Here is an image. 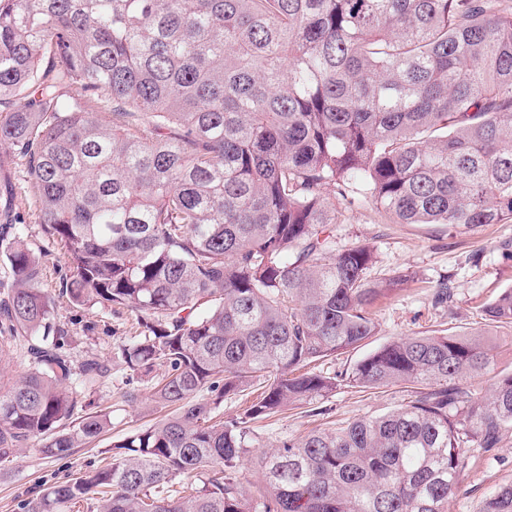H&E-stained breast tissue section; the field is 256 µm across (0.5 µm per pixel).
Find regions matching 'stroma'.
Listing matches in <instances>:
<instances>
[{"label": "stroma", "instance_id": "obj_1", "mask_svg": "<svg viewBox=\"0 0 512 512\" xmlns=\"http://www.w3.org/2000/svg\"><path fill=\"white\" fill-rule=\"evenodd\" d=\"M4 208L43 268V286L55 300L54 322L67 330L73 359L79 362L98 354L108 357L112 365L110 376L82 390L87 412L103 411L109 416L106 432L65 457L45 456L33 446L0 461V512H18L19 501L35 487L103 465L111 459L116 441L149 427L169 410L153 401L151 379L131 376L118 357L119 344L134 334L133 313L98 304L76 306L62 297L72 271L60 243L43 230L21 163L0 166V210ZM329 232L333 249L356 244L372 249L369 280L402 275L406 281L373 306L377 333L366 346L312 363L313 371L331 375L349 370L370 351L399 336L484 329L495 347V365L491 374L472 380V387L489 393L497 376L512 372V330L489 326L481 311L484 303L512 288V222L453 229L444 224H400L352 189L347 197L337 199L336 222ZM442 283L450 286L453 297L438 305L434 293ZM410 397V389L400 385L363 389L345 384L319 401V414H309L300 406L251 422L257 442L244 457L240 472L244 486L256 488V458L279 440L382 415L405 405ZM508 484H512V431L504 434L498 448L468 454L461 487L449 497L447 512H480L485 499Z\"/></svg>", "mask_w": 512, "mask_h": 512}]
</instances>
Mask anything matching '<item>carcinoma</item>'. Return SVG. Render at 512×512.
Returning <instances> with one entry per match:
<instances>
[{
  "label": "carcinoma",
  "mask_w": 512,
  "mask_h": 512,
  "mask_svg": "<svg viewBox=\"0 0 512 512\" xmlns=\"http://www.w3.org/2000/svg\"><path fill=\"white\" fill-rule=\"evenodd\" d=\"M0 143L65 249L71 301L136 313L120 358L141 377L165 367L152 396L176 408L20 512H446L468 450L512 430V374L487 397L461 385L494 364L479 333L401 336L345 374L296 373L374 336L370 308L401 282L367 279L365 245L331 248L347 184L401 224L512 222V0H0ZM0 255V361L28 357L0 376V461L33 442L66 456L108 425L75 417L76 379L112 365L75 364L7 226ZM482 313L512 327V289ZM342 382L419 391L278 441L247 492L249 423ZM255 384L241 416L213 420ZM480 512H512V485Z\"/></svg>",
  "instance_id": "carcinoma-1"
}]
</instances>
